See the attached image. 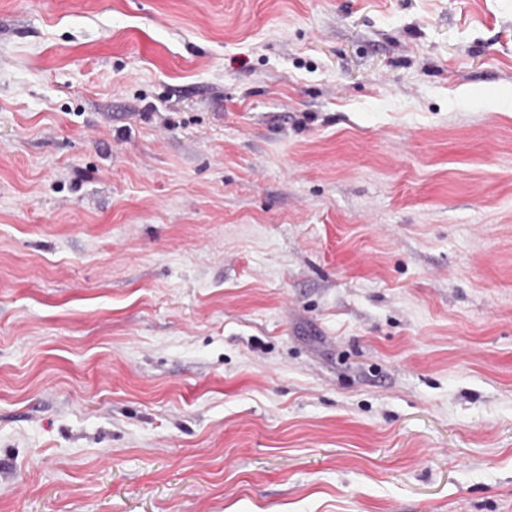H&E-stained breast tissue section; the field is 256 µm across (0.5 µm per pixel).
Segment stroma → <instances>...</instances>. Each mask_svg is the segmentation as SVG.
I'll return each mask as SVG.
<instances>
[{
    "mask_svg": "<svg viewBox=\"0 0 512 512\" xmlns=\"http://www.w3.org/2000/svg\"><path fill=\"white\" fill-rule=\"evenodd\" d=\"M0 512H512V0H0Z\"/></svg>",
    "mask_w": 512,
    "mask_h": 512,
    "instance_id": "35a3bbf8",
    "label": "stroma"
}]
</instances>
